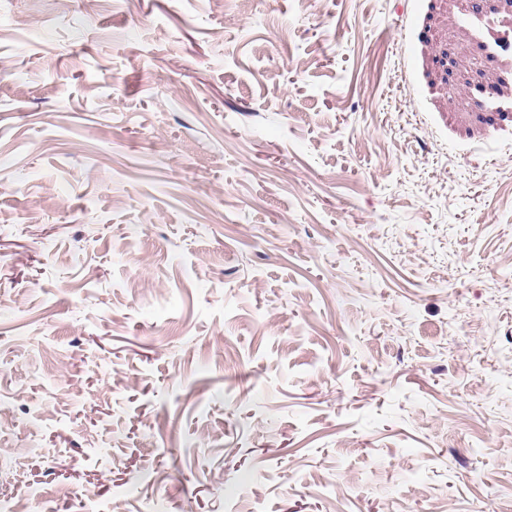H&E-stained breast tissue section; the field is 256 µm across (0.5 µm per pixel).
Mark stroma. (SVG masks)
Segmentation results:
<instances>
[{
  "mask_svg": "<svg viewBox=\"0 0 512 512\" xmlns=\"http://www.w3.org/2000/svg\"><path fill=\"white\" fill-rule=\"evenodd\" d=\"M0 512H512V5L0 0Z\"/></svg>",
  "mask_w": 512,
  "mask_h": 512,
  "instance_id": "35a3bbf8",
  "label": "stroma"
}]
</instances>
